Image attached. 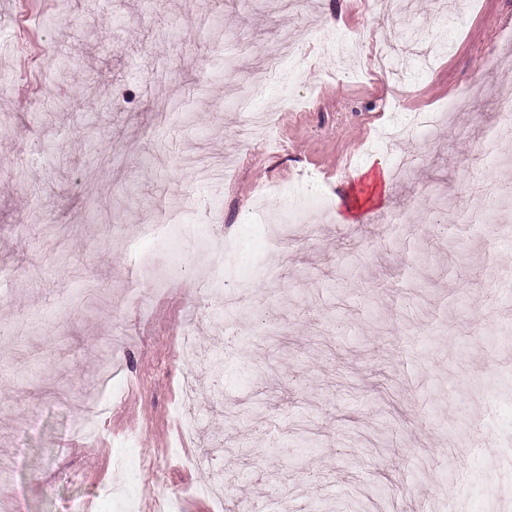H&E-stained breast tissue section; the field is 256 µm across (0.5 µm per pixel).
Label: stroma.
<instances>
[{
	"label": "stroma",
	"instance_id": "obj_1",
	"mask_svg": "<svg viewBox=\"0 0 512 512\" xmlns=\"http://www.w3.org/2000/svg\"><path fill=\"white\" fill-rule=\"evenodd\" d=\"M301 22L324 34L283 91L257 60ZM1 28L0 115L34 163H0V494L22 512L77 498L121 512L104 491L128 467L139 512L170 493L182 512L247 497L262 512H448L460 498L512 512V469L462 427L482 420L512 460V368L486 358L512 354V238L455 225L429 197L466 196L467 168L512 182V137L497 159L479 146L512 89V0H44L34 19L0 0ZM344 34L367 57L386 44L391 69L336 80ZM241 78L258 108L308 99L273 113L272 144L235 135ZM461 93L454 121L399 141L412 175L376 180L387 136ZM206 153L236 157L227 182L195 179ZM177 205L234 243L224 283L245 284L249 307L206 290L195 243L162 284L127 254ZM405 209L409 231L382 244L383 216ZM187 335L199 362L181 355ZM108 362L111 411L87 444L71 424Z\"/></svg>",
	"mask_w": 512,
	"mask_h": 512
}]
</instances>
